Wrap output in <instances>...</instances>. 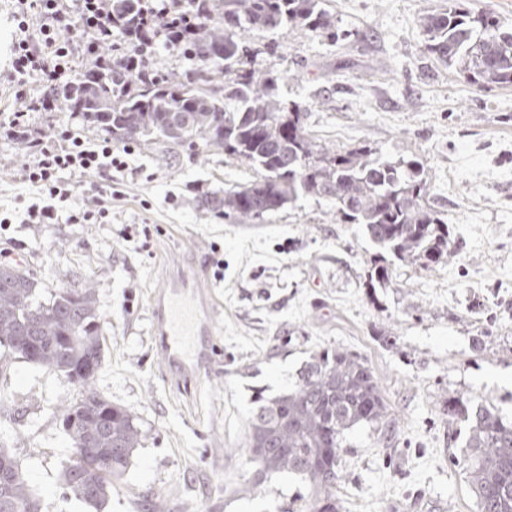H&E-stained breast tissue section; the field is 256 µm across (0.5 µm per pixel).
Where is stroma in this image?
<instances>
[{"instance_id":"obj_1","label":"stroma","mask_w":512,"mask_h":512,"mask_svg":"<svg viewBox=\"0 0 512 512\" xmlns=\"http://www.w3.org/2000/svg\"><path fill=\"white\" fill-rule=\"evenodd\" d=\"M447 0H322L343 35L251 31L276 42L259 69L304 110L314 141L423 162L429 202L448 219L456 254L430 268L378 249L331 203L303 198L255 224L197 207L202 193L254 179L224 153L138 145L108 224H14L0 250L40 288L96 290L106 340L96 389L127 409L143 439L104 512H309L312 490L275 474L244 493L256 392L292 386L309 355L359 354L388 406L390 441L361 427L343 449L339 512H478L466 472L460 394L512 417V86H479L440 65L418 21ZM27 158L0 141V215L32 196ZM224 261L215 280L211 258ZM390 272L372 279L375 262ZM198 271L214 304L211 367L185 383L151 340L150 299L169 272ZM78 388L0 347V446L42 495L46 512H91L63 493L71 455L60 420Z\"/></svg>"}]
</instances>
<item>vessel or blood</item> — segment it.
Listing matches in <instances>:
<instances>
[{"label": "vessel or blood", "instance_id": "b4317fda", "mask_svg": "<svg viewBox=\"0 0 512 512\" xmlns=\"http://www.w3.org/2000/svg\"><path fill=\"white\" fill-rule=\"evenodd\" d=\"M205 297L199 273L177 271L152 299L153 343L174 378L195 377L207 359L202 339L211 330L200 310Z\"/></svg>", "mask_w": 512, "mask_h": 512}]
</instances>
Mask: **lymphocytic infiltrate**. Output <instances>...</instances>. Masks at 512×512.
Returning <instances> with one entry per match:
<instances>
[{
	"instance_id": "1",
	"label": "lymphocytic infiltrate",
	"mask_w": 512,
	"mask_h": 512,
	"mask_svg": "<svg viewBox=\"0 0 512 512\" xmlns=\"http://www.w3.org/2000/svg\"><path fill=\"white\" fill-rule=\"evenodd\" d=\"M15 30L4 79L19 104L0 117V138L22 145L28 162L22 183L34 188L40 200L19 212L25 224H106L112 197L117 193L114 174L126 172L133 145L116 146L110 135L86 136L72 122H61L52 132L33 126L35 112L53 111L58 94L71 81V61L82 54L87 62L106 64L144 58L137 77L154 76L151 62L158 48L178 49L177 31L194 23L186 0H146L144 20L154 32L148 45L135 42L112 25L106 13L110 0H10ZM38 35H31V25ZM99 174L95 193L75 202V176Z\"/></svg>"
}]
</instances>
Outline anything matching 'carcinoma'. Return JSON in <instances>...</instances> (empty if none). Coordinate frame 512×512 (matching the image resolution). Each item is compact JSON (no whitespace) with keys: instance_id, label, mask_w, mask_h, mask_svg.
<instances>
[{"instance_id":"obj_1","label":"carcinoma","mask_w":512,"mask_h":512,"mask_svg":"<svg viewBox=\"0 0 512 512\" xmlns=\"http://www.w3.org/2000/svg\"><path fill=\"white\" fill-rule=\"evenodd\" d=\"M202 14L181 52L195 64L184 79L168 75L138 81L127 63L83 67L59 94L63 109L106 131L115 144L174 143L196 155L226 153L258 177L198 199L213 215L254 224L301 197L331 201L344 224H359L379 248L428 266L454 254L447 220L428 201L424 167L415 159H385L373 149L333 151L309 136L302 109L281 98L279 76L258 74L259 50L246 33L304 28L328 36L336 20L320 0H189ZM144 0H112V23L147 43ZM425 47L439 62L481 86H512V22L448 0L419 20ZM35 280L17 266H0V346L24 361L65 377L80 396L62 408L72 455L59 472L64 493L101 512L112 484L129 468L141 429L127 409L94 389L104 360L100 309L92 288H56L42 301ZM38 344V356L29 349ZM94 361L89 380L75 372ZM247 447L251 492L272 474L288 473L315 492L311 512H338L336 486L347 433L374 427L387 403L363 358L348 350L310 355L295 384L259 395ZM111 413L103 423L100 408ZM450 419L471 421L466 461L478 512H512V418L450 395ZM109 457L104 469L100 460ZM0 512H46L25 470L0 446Z\"/></svg>"}]
</instances>
